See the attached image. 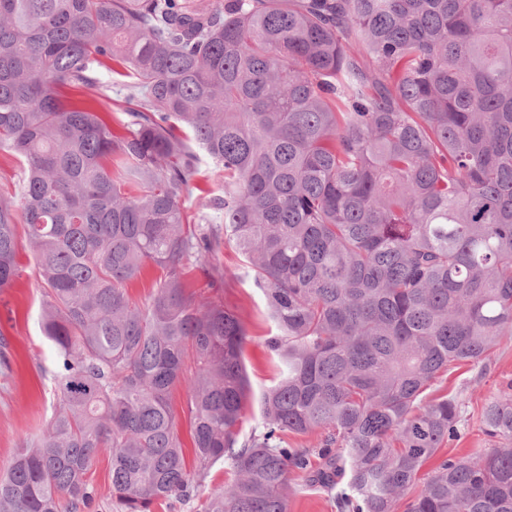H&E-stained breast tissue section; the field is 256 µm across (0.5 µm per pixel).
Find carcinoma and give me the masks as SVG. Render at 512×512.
<instances>
[{"label":"carcinoma","mask_w":512,"mask_h":512,"mask_svg":"<svg viewBox=\"0 0 512 512\" xmlns=\"http://www.w3.org/2000/svg\"><path fill=\"white\" fill-rule=\"evenodd\" d=\"M107 60L132 78L121 138L63 96ZM1 145L25 175L0 196V290L20 219L59 408L0 475V512H80L103 452L122 512L220 459L236 479L203 512H288L295 472L337 512H512V393L480 414L497 446L459 459L437 453L462 403L426 399L512 343V0H0ZM205 160L224 192L191 224ZM224 246L285 367L247 437L244 323L183 282L235 277ZM147 262L164 277L141 306L126 284ZM287 431L325 433L320 467ZM188 392L183 384L177 385L171 395V403L178 421V431L185 447L186 455L189 462H192V443L189 434V418L187 415L186 402Z\"/></svg>","instance_id":"cac0c4a2"}]
</instances>
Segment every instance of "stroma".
<instances>
[{
    "instance_id": "1",
    "label": "stroma",
    "mask_w": 512,
    "mask_h": 512,
    "mask_svg": "<svg viewBox=\"0 0 512 512\" xmlns=\"http://www.w3.org/2000/svg\"><path fill=\"white\" fill-rule=\"evenodd\" d=\"M98 79L100 94L108 98L104 118L115 135H124L126 79L105 67L99 68ZM17 245V276L9 288L0 291V352L8 359L7 366H0V469L8 467L27 440L42 436L57 409L52 390L56 348L44 336L41 325L45 284L25 231H18ZM220 259L223 267L235 271V278L213 282L196 270L189 279L195 294L220 299L225 306L238 310L246 327L243 362L250 392L242 430L247 433L262 419V391L279 379V360L267 347L268 338L276 335L278 328L270 317L262 289L252 277L242 275L243 258L239 252L224 248ZM510 381L512 347H503L495 352L486 374L462 366L450 370L437 383V394L457 397L463 404L460 436L440 448L441 456L470 457L490 448L482 431L480 411L485 401ZM232 479L227 466L215 462L188 498L155 503L152 512H202L211 489Z\"/></svg>"
}]
</instances>
